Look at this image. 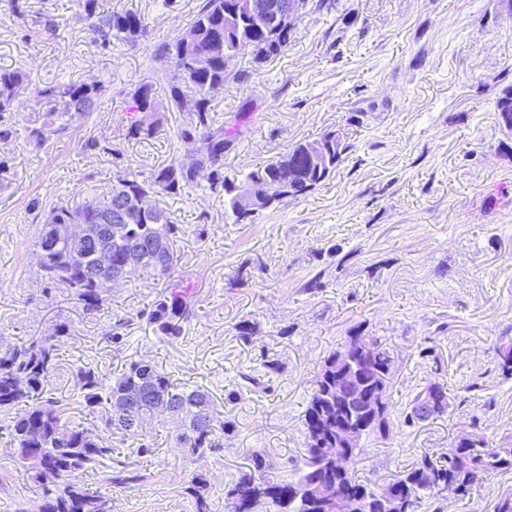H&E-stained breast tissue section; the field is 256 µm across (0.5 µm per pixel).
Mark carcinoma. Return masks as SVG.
I'll return each mask as SVG.
<instances>
[{
    "label": "carcinoma",
    "mask_w": 512,
    "mask_h": 512,
    "mask_svg": "<svg viewBox=\"0 0 512 512\" xmlns=\"http://www.w3.org/2000/svg\"><path fill=\"white\" fill-rule=\"evenodd\" d=\"M79 2L91 19V44L105 54L116 43H136L146 30L144 19L134 12L100 15L96 0ZM264 3L284 6L287 0H201L189 26L155 52L156 60L182 73L184 83L169 86L163 100L146 84L131 93L133 117L126 136L152 137L158 128L155 114L162 109L172 116L185 112L188 119L177 122L176 137L196 146V165L175 159L148 178L124 174L117 177L106 199L92 198L78 204L60 199L39 215L40 228L34 241L39 275L69 288L87 313L100 310L105 280L114 276L125 279L143 271L164 285L152 309L138 314L155 335L178 339L194 316L188 289L175 282L178 256L174 245L184 234L183 226L158 204L142 210L136 208L134 200L178 195L203 184L214 198L224 202V212L233 222L241 224L313 191L333 175L348 152L346 140L330 131L317 141L298 143L288 154L244 174L224 173V150L232 138L224 124L214 119L213 111L224 82L238 77V73L226 70V63L245 50L257 63L279 55L288 47L297 25L292 21L268 26L263 21ZM28 81L27 71L20 67L0 70V113L13 109L17 88ZM105 92L100 82H57L37 88L33 100L38 118L26 128L25 140L40 147L50 137L66 132L73 119L86 116L100 103ZM240 179L262 181L273 189L272 198L258 204L250 215L242 212L238 203ZM47 213L53 215L54 223L42 222ZM73 224L86 225L93 241L72 238L68 228ZM133 240L149 243L151 249L133 256L128 249ZM100 248L112 256L106 269L98 265ZM63 332L60 327L51 336H31L0 350V417L9 419L7 429L17 463L43 490L38 512H112V500L97 490L80 487L76 476L112 458V445L102 433L125 432L123 418L114 414L112 403L144 387L147 396L129 409L141 422L162 415L177 418L194 414L182 421L175 436L183 458L193 461L221 446L229 423L215 411L209 396L175 385L167 373L144 359L130 361L108 384L92 364L76 367L72 380L82 398L81 406L88 414L100 417L102 432L69 425L59 401L44 397L59 367ZM358 341L371 350L362 374L365 390L378 391V374L392 371L390 352L374 339L349 337L342 350L325 359L309 398L304 414L303 465L296 469L295 477L271 478L265 472L264 457L251 455L227 491L231 512H259L265 503L275 506L276 512H336L327 492L338 484L348 496L362 502L361 512H391L385 508L383 493L372 490L356 475L358 450H351L348 467L341 473L336 472L325 451L336 421L359 423L346 403L336 400V359L342 354L353 357ZM507 471H512V445L496 446L485 436L472 434L454 439L439 461L424 455L386 489L398 490L400 512H421L445 492L464 496L480 481ZM205 487L203 475L193 474L187 490L194 499V512H210Z\"/></svg>",
    "instance_id": "cac0c4a2"
}]
</instances>
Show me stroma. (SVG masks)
I'll return each mask as SVG.
<instances>
[{
  "label": "stroma",
  "mask_w": 512,
  "mask_h": 512,
  "mask_svg": "<svg viewBox=\"0 0 512 512\" xmlns=\"http://www.w3.org/2000/svg\"><path fill=\"white\" fill-rule=\"evenodd\" d=\"M201 0H97L98 12L144 18L136 45L111 53L90 43L77 0H26L24 18L0 0V68L25 69L20 105L0 116L24 129L33 86L102 82L98 108L64 134L34 147L0 143L10 172L0 185V349L66 324L51 397L73 423L92 425L71 386L73 369L96 364L104 379L128 361L162 367L179 385L207 393L231 429L221 448L191 462L175 446L176 420L144 435L112 438L114 460L134 477L105 482L108 468L82 475L112 499V512H192L190 473L203 474L213 512L254 453L270 474L302 463L304 411L326 357L349 336L373 337L395 357L385 434L362 443L356 468L373 489L423 454L441 455L460 432L512 444V377L497 350L512 344V129L496 103L512 87V0H325L299 21L287 50L261 66L234 61L216 118L253 106L226 172H248L302 141L346 129L351 148L332 178L307 196L235 224L202 187L162 198L185 233L176 243L179 277L195 315L176 340L155 335L138 314L162 291L133 275L105 288L100 312L84 313L61 285L42 281L33 245L37 206L111 191L116 176L147 177L184 159L170 122L154 138L127 137L130 93L168 88L173 70L154 59L159 43L189 26ZM52 30L33 33V21ZM101 146L86 149L88 139ZM130 325L106 338L116 319ZM253 327L240 340V321ZM278 362L267 372L262 360ZM448 394L444 414L414 424L406 414L429 384ZM148 452H140V445ZM512 493V472L480 482L466 498H440L441 512H492ZM0 430V512L37 505Z\"/></svg>",
  "instance_id": "stroma-1"
}]
</instances>
